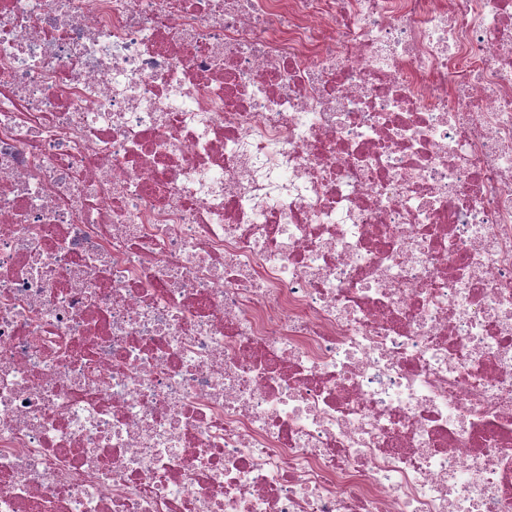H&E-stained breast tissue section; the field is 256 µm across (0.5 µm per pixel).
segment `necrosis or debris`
<instances>
[{"instance_id": "1", "label": "necrosis or debris", "mask_w": 512, "mask_h": 512, "mask_svg": "<svg viewBox=\"0 0 512 512\" xmlns=\"http://www.w3.org/2000/svg\"><path fill=\"white\" fill-rule=\"evenodd\" d=\"M0 512H512V0H0Z\"/></svg>"}]
</instances>
